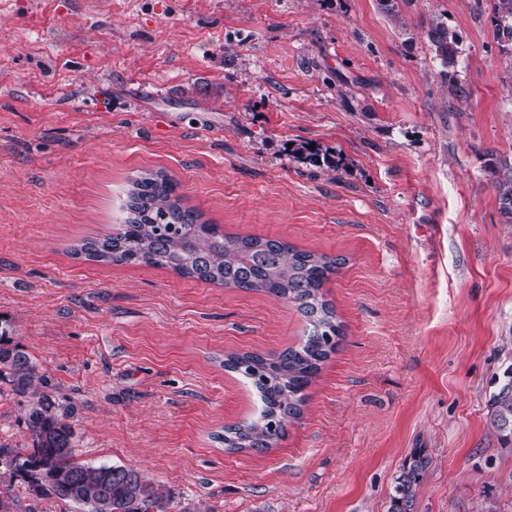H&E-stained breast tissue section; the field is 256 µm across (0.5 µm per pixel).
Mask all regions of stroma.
<instances>
[{
    "label": "stroma",
    "instance_id": "1",
    "mask_svg": "<svg viewBox=\"0 0 512 512\" xmlns=\"http://www.w3.org/2000/svg\"><path fill=\"white\" fill-rule=\"evenodd\" d=\"M396 4L0 0V320L75 405L76 460L137 469L172 491L169 512H389L423 448L418 512H512V448L489 424L512 365L495 188L512 46L491 0ZM435 18L460 40L450 69L424 36ZM301 142L345 169L310 171ZM159 172L224 234L345 260L324 285L340 340L269 450L220 442L261 407L224 361L297 345L296 308L72 253ZM24 417L1 390L0 444H25Z\"/></svg>",
    "mask_w": 512,
    "mask_h": 512
}]
</instances>
